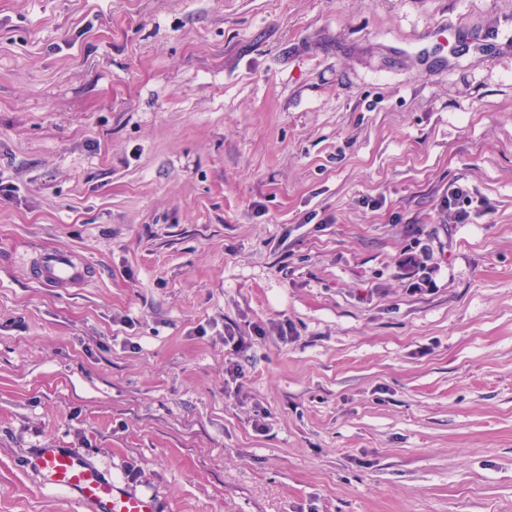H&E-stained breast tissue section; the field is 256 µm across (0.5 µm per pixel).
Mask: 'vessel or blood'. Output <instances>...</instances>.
Wrapping results in <instances>:
<instances>
[{"label":"vessel or blood","instance_id":"b4317fda","mask_svg":"<svg viewBox=\"0 0 512 512\" xmlns=\"http://www.w3.org/2000/svg\"><path fill=\"white\" fill-rule=\"evenodd\" d=\"M35 277L54 288H80L94 267L75 254L47 249L29 264ZM45 484L73 494L89 512H158L152 497L138 493L70 448H42L29 459Z\"/></svg>","mask_w":512,"mask_h":512}]
</instances>
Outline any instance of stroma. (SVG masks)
<instances>
[{
	"label": "stroma",
	"mask_w": 512,
	"mask_h": 512,
	"mask_svg": "<svg viewBox=\"0 0 512 512\" xmlns=\"http://www.w3.org/2000/svg\"><path fill=\"white\" fill-rule=\"evenodd\" d=\"M0 178V512H512V0H0ZM473 205V198L463 185L448 189L437 207V214L441 224H465L470 217L468 210ZM433 243L432 237H413L405 251L400 254L399 263L411 280L408 286L410 292L421 293L430 285H436L433 278L436 264H429L434 256ZM42 283L54 288H81L94 277L95 268L71 252L47 249L29 264ZM25 466L45 484L73 494L91 512H158L156 501L138 493L70 448H40Z\"/></svg>",
	"instance_id": "35a3bbf8"
}]
</instances>
